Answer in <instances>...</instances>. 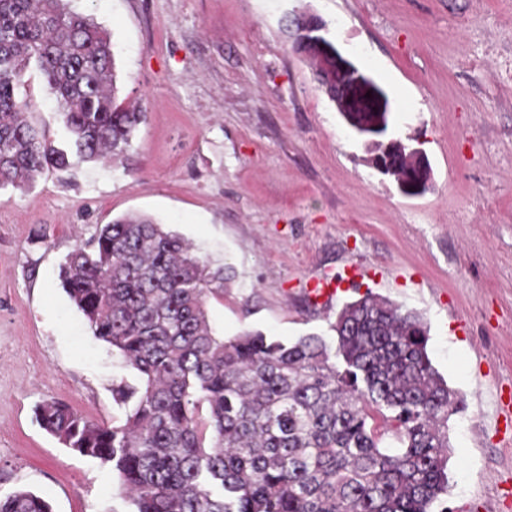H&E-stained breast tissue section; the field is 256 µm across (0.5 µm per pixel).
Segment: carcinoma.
Wrapping results in <instances>:
<instances>
[{"label": "carcinoma", "instance_id": "1", "mask_svg": "<svg viewBox=\"0 0 512 512\" xmlns=\"http://www.w3.org/2000/svg\"><path fill=\"white\" fill-rule=\"evenodd\" d=\"M37 71L64 118L59 148L27 119L19 94ZM377 112L344 119L396 181L420 175ZM146 118L118 101L108 33L64 0H0V189H25L71 158L122 163ZM59 278L98 340L138 382L113 388L124 418L110 426L47 400L40 425L110 466L135 512H431L448 491V416L462 402L433 368L428 327L370 292L346 303L336 346L319 335L283 342L211 328L206 299L229 280L181 236L123 215L70 252ZM0 512H52L42 496L0 495Z\"/></svg>", "mask_w": 512, "mask_h": 512}]
</instances>
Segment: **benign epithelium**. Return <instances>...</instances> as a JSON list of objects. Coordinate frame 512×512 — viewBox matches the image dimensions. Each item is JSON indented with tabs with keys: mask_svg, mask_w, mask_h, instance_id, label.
<instances>
[{
	"mask_svg": "<svg viewBox=\"0 0 512 512\" xmlns=\"http://www.w3.org/2000/svg\"><path fill=\"white\" fill-rule=\"evenodd\" d=\"M326 26L314 16H307L297 23L294 51L314 56L320 63V70L329 69L328 62L336 64V101L338 112H357L359 106L375 100L377 112L391 111L389 100L377 89L365 70L357 66L334 47L325 36ZM371 97H366L367 92Z\"/></svg>",
	"mask_w": 512,
	"mask_h": 512,
	"instance_id": "benign-epithelium-1",
	"label": "benign epithelium"
}]
</instances>
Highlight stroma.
Wrapping results in <instances>:
<instances>
[{"label":"stroma","instance_id":"obj_1","mask_svg":"<svg viewBox=\"0 0 512 512\" xmlns=\"http://www.w3.org/2000/svg\"><path fill=\"white\" fill-rule=\"evenodd\" d=\"M107 30L118 96L146 119L124 162H80L0 189V494L52 512H133L109 466L35 418L57 398L111 424L135 382L60 285L100 225L145 214L232 278L209 295L218 335L328 343L365 293L419 313L434 368L464 401L448 420V492L432 512H512V0H70ZM314 14L386 91L395 137L420 144L432 187L377 172L309 64ZM30 122L64 137L38 72ZM0 512H52L49 502L36 493L18 489L0 495Z\"/></svg>","mask_w":512,"mask_h":512}]
</instances>
